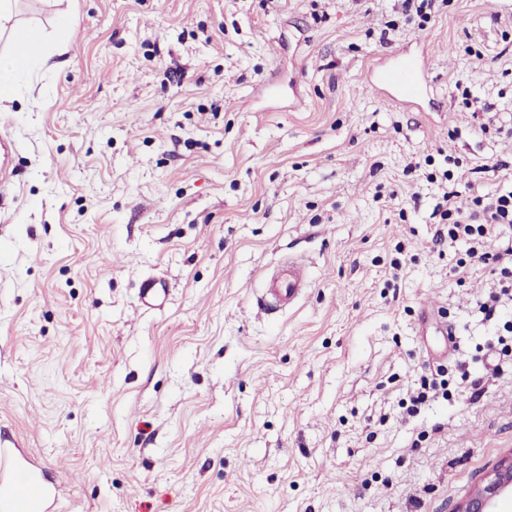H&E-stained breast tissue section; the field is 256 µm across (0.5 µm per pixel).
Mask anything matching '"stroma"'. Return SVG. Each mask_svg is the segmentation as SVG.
Instances as JSON below:
<instances>
[{"label":"stroma","instance_id":"1","mask_svg":"<svg viewBox=\"0 0 512 512\" xmlns=\"http://www.w3.org/2000/svg\"><path fill=\"white\" fill-rule=\"evenodd\" d=\"M496 2L11 0L0 54L71 26L0 106V438L54 512H451L512 451V306L479 311L465 243L431 251L427 180L452 170L464 208L512 190ZM415 39L440 109L363 89ZM291 256L311 286L273 321L253 298ZM440 364L447 397L405 414ZM139 296L143 307L159 309L167 301L168 290L158 280L148 278L141 283Z\"/></svg>","mask_w":512,"mask_h":512}]
</instances>
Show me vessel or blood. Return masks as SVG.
I'll return each instance as SVG.
<instances>
[{
    "mask_svg": "<svg viewBox=\"0 0 512 512\" xmlns=\"http://www.w3.org/2000/svg\"><path fill=\"white\" fill-rule=\"evenodd\" d=\"M429 72L428 54L413 57L400 53L392 65L369 71L364 89L383 103L415 106L430 91ZM310 286L305 263L286 260L267 276L255 305L267 315L283 313ZM139 296L143 307L158 309L166 303L168 290L148 278L141 283ZM41 474L40 465L20 454L15 444L0 443V512H51L55 496Z\"/></svg>",
    "mask_w": 512,
    "mask_h": 512,
    "instance_id": "1",
    "label": "vessel or blood"
}]
</instances>
